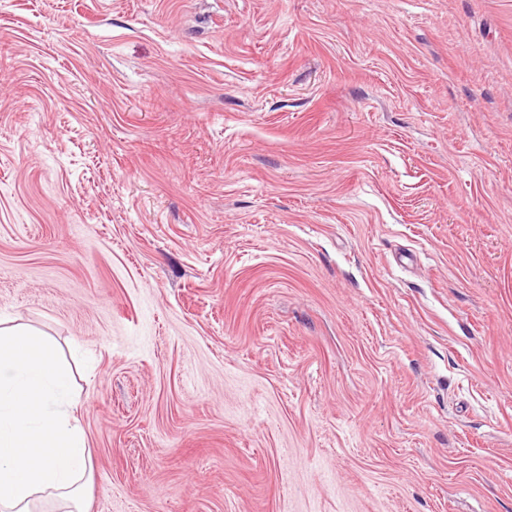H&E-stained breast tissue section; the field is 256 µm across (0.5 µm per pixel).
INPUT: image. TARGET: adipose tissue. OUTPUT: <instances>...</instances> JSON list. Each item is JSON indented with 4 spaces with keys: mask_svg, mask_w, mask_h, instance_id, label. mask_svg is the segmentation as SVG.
Segmentation results:
<instances>
[{
    "mask_svg": "<svg viewBox=\"0 0 512 512\" xmlns=\"http://www.w3.org/2000/svg\"><path fill=\"white\" fill-rule=\"evenodd\" d=\"M71 377L47 336L0 327V512H86Z\"/></svg>",
    "mask_w": 512,
    "mask_h": 512,
    "instance_id": "1",
    "label": "adipose tissue"
}]
</instances>
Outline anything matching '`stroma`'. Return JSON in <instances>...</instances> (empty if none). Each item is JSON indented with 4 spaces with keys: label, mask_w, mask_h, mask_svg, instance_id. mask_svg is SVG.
<instances>
[{
    "label": "stroma",
    "mask_w": 512,
    "mask_h": 512,
    "mask_svg": "<svg viewBox=\"0 0 512 512\" xmlns=\"http://www.w3.org/2000/svg\"><path fill=\"white\" fill-rule=\"evenodd\" d=\"M0 323L89 512H512V0H0Z\"/></svg>",
    "instance_id": "obj_1"
}]
</instances>
